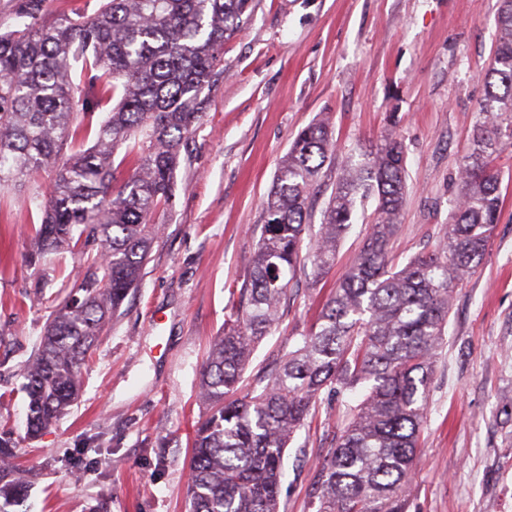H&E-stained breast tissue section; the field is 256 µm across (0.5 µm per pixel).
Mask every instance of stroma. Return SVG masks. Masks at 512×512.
I'll return each instance as SVG.
<instances>
[{
	"label": "stroma",
	"instance_id": "35a3bbf8",
	"mask_svg": "<svg viewBox=\"0 0 512 512\" xmlns=\"http://www.w3.org/2000/svg\"><path fill=\"white\" fill-rule=\"evenodd\" d=\"M501 0H255L224 44L223 71L182 147L178 188L138 287L81 369L71 412L27 436L22 369L46 319L79 277L72 255L46 276L27 257L40 222L0 191V432H10L27 494L18 512H188L198 381L248 280L261 203L297 133L333 127V160L314 196L313 239L345 158L393 131L406 155L395 265L433 246L457 201L460 155L486 96ZM501 207L482 267L459 287L436 355L407 512H512V149L496 160ZM374 220L358 204L334 269L298 272L280 324L256 347L242 390L275 372L318 321ZM43 279L34 291L35 279ZM359 394L322 392L290 443L280 512H315V463Z\"/></svg>",
	"mask_w": 512,
	"mask_h": 512
}]
</instances>
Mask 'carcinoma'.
<instances>
[{
  "instance_id": "carcinoma-1",
  "label": "carcinoma",
  "mask_w": 512,
  "mask_h": 512,
  "mask_svg": "<svg viewBox=\"0 0 512 512\" xmlns=\"http://www.w3.org/2000/svg\"><path fill=\"white\" fill-rule=\"evenodd\" d=\"M252 3L101 0L90 15L51 18L46 0H16L17 24L0 31V187L51 172V194L27 197L40 214L29 263L65 249L85 267L25 368L30 438L78 400L81 366L140 281L157 234L152 217L175 197L181 148L201 119L202 94ZM482 79L486 97L459 159L451 222L443 239L399 269L389 244L404 202L402 142L390 134L347 157L304 257L308 202L333 138L319 121L293 140L263 202L250 280L200 373L209 414L194 430L191 512H279L294 435L323 390L358 386L363 400L318 459L316 512H406L451 299L482 264L498 220L493 164L512 147V0H502ZM80 133L93 144L75 150L68 138ZM122 146L133 170L118 184L114 158ZM359 199L376 202V221L319 323L274 375L256 380L260 388L237 397L255 345L281 320L297 269L310 261L317 280L331 271ZM14 456L11 441L0 438V512L23 491L16 470L3 464Z\"/></svg>"
}]
</instances>
